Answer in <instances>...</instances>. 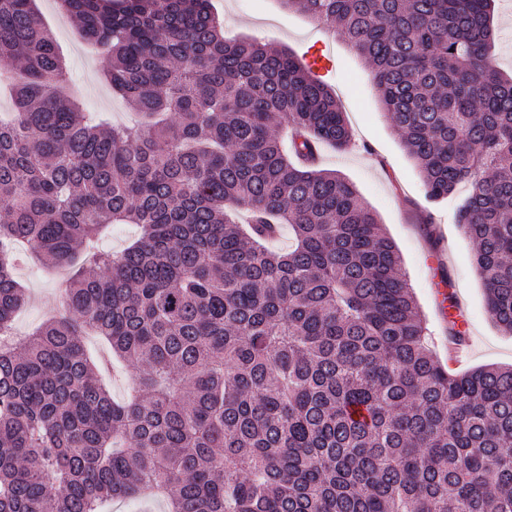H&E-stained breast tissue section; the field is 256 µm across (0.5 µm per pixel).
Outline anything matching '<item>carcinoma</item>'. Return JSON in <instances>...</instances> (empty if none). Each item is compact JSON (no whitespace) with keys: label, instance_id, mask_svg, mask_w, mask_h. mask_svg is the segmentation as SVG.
<instances>
[{"label":"carcinoma","instance_id":"1","mask_svg":"<svg viewBox=\"0 0 512 512\" xmlns=\"http://www.w3.org/2000/svg\"><path fill=\"white\" fill-rule=\"evenodd\" d=\"M146 121L93 123L35 0H0V512H512V367L455 373L393 241L317 146L352 134L286 50L228 43L211 0H59ZM371 67L393 130L459 226L512 335V75L494 0H283ZM284 130L288 142L276 135ZM112 224L139 235L100 245ZM294 236L279 252L282 225ZM34 253L62 311L11 339ZM134 362L117 402L85 336Z\"/></svg>","mask_w":512,"mask_h":512}]
</instances>
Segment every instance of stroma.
<instances>
[{"mask_svg": "<svg viewBox=\"0 0 512 512\" xmlns=\"http://www.w3.org/2000/svg\"><path fill=\"white\" fill-rule=\"evenodd\" d=\"M212 4L224 22L226 38L285 48L300 59L314 43L325 46L335 60L326 82L346 114L353 138L342 151L322 144L320 169L353 183L378 215L402 257L437 360L456 371L480 365L512 366V336L499 331L485 309L483 288L472 265L473 245L455 220L464 196L456 194L440 205L426 201L420 173L390 126L365 59L347 45L335 26L315 25L284 8L280 0H212ZM37 5L68 62L71 80L67 92L77 97L91 116L114 124L134 121L126 101L104 78L107 59L89 48L57 0H37ZM17 277L31 294L29 305L15 319L16 333L24 336L56 314L65 274L28 263L18 267ZM445 280L459 303L455 317L465 326L466 339L455 358L449 355L448 320L435 293L436 284ZM86 343L101 362L113 398L125 399L131 391L134 366H113L98 337H87Z\"/></svg>", "mask_w": 512, "mask_h": 512, "instance_id": "35a3bbf8", "label": "stroma"}]
</instances>
